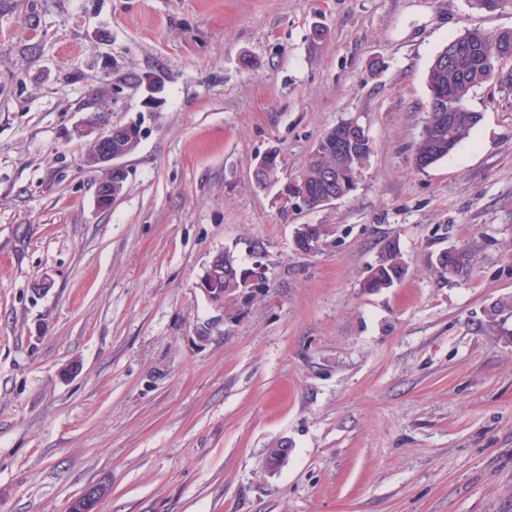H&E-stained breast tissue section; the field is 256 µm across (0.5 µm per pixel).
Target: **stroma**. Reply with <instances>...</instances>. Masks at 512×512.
Segmentation results:
<instances>
[{
  "mask_svg": "<svg viewBox=\"0 0 512 512\" xmlns=\"http://www.w3.org/2000/svg\"><path fill=\"white\" fill-rule=\"evenodd\" d=\"M467 26L512 30V8L0 0V512L97 483L102 512H512V318L487 323L512 300V94L479 86L470 135L411 161ZM98 88L144 131L107 209L74 132ZM345 119L373 143L350 197L256 184L266 151L288 182ZM299 224L326 226L316 252ZM391 241L405 277L365 290ZM256 242L265 287L214 310L212 257ZM463 245L475 263L439 277Z\"/></svg>",
  "mask_w": 512,
  "mask_h": 512,
  "instance_id": "35a3bbf8",
  "label": "stroma"
}]
</instances>
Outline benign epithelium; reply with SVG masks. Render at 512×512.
Listing matches in <instances>:
<instances>
[{
	"label": "benign epithelium",
	"mask_w": 512,
	"mask_h": 512,
	"mask_svg": "<svg viewBox=\"0 0 512 512\" xmlns=\"http://www.w3.org/2000/svg\"><path fill=\"white\" fill-rule=\"evenodd\" d=\"M112 109L110 101L100 97L96 102V111L91 117H84L76 126L77 135L90 138L93 150L85 154L83 163L85 167L97 174L96 201L101 209L112 205L119 196L120 189L128 177L125 159L131 155L132 146L142 140L141 127L136 123L123 125L124 134L114 138L112 134ZM336 152L339 154L352 153L360 148V143L352 136L346 134L343 127L336 128ZM318 183L321 184V204H330L336 201V172H324ZM319 224H300L295 228L294 238H301L309 243V250L313 251L320 245L318 238ZM267 268L262 262V251L254 252V261L249 267L241 271L238 276L232 277L238 288L234 289V299L245 301L253 289L262 284L266 278ZM224 275L209 266L202 276L198 288L217 311H224V292L220 287ZM107 485H93L87 488L79 497L75 508L81 512H99L103 500L109 495Z\"/></svg>",
	"instance_id": "benign-epithelium-1"
}]
</instances>
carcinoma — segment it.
Returning a JSON list of instances; mask_svg holds the SVG:
<instances>
[{"label":"carcinoma","mask_w":512,"mask_h":512,"mask_svg":"<svg viewBox=\"0 0 512 512\" xmlns=\"http://www.w3.org/2000/svg\"><path fill=\"white\" fill-rule=\"evenodd\" d=\"M471 8L494 12L512 6V0H468ZM512 59V31L490 35L477 27L465 29L448 39L434 56L427 72L430 99L427 115L415 142L412 161L423 170L448 155L465 140L479 123L480 113L472 110L469 100L474 89L488 81H495L504 90L512 91V69L504 63ZM320 149L309 155L295 178L297 191H307L304 206L314 208L318 193L317 172L326 166L342 171V182L337 193L348 197L356 188L357 178L366 165L372 150H361L353 157L342 160L331 151L326 136L318 140ZM475 254L466 247L448 250L438 264L437 273L452 275L470 267ZM406 273V264L399 246L391 242L380 252L363 288L377 291L389 288Z\"/></svg>","instance_id":"cac0c4a2"}]
</instances>
